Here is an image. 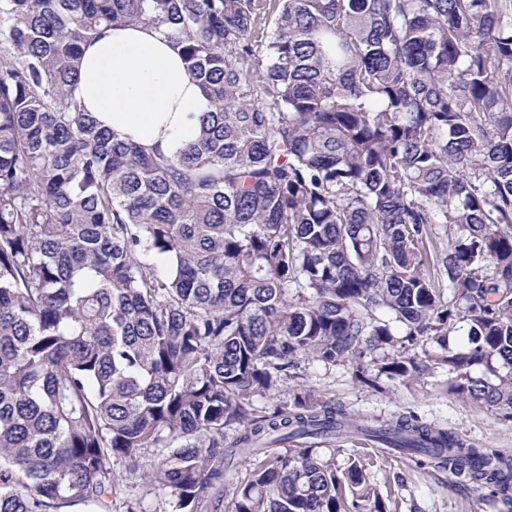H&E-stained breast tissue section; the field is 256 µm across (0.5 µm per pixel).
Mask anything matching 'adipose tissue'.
I'll list each match as a JSON object with an SVG mask.
<instances>
[{"label":"adipose tissue","mask_w":512,"mask_h":512,"mask_svg":"<svg viewBox=\"0 0 512 512\" xmlns=\"http://www.w3.org/2000/svg\"><path fill=\"white\" fill-rule=\"evenodd\" d=\"M75 93L120 137L168 154L196 138L210 109L178 49L142 25L109 29L85 47Z\"/></svg>","instance_id":"1"}]
</instances>
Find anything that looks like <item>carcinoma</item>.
<instances>
[{"label": "carcinoma", "instance_id": "cac0c4a2", "mask_svg": "<svg viewBox=\"0 0 512 512\" xmlns=\"http://www.w3.org/2000/svg\"><path fill=\"white\" fill-rule=\"evenodd\" d=\"M127 24L212 105L172 156L75 96ZM373 348L512 417V0H0V512H112L137 474L170 512H384L361 466L288 447L343 407L252 408L302 357L375 388ZM360 430L512 489L414 414Z\"/></svg>", "mask_w": 512, "mask_h": 512}]
</instances>
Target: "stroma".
<instances>
[{
	"label": "stroma",
	"instance_id": "stroma-1",
	"mask_svg": "<svg viewBox=\"0 0 512 512\" xmlns=\"http://www.w3.org/2000/svg\"><path fill=\"white\" fill-rule=\"evenodd\" d=\"M353 363L333 365L302 359L297 376L254 397L257 410L287 408L294 395L335 402L359 418L391 420L409 413L453 432L466 444L512 460V418L447 393V370L438 368L420 381L402 385L380 378L377 388L358 382ZM322 458L344 470L362 463L385 512H512L499 492L435 466L417 455L400 454L361 437L317 443Z\"/></svg>",
	"mask_w": 512,
	"mask_h": 512
}]
</instances>
